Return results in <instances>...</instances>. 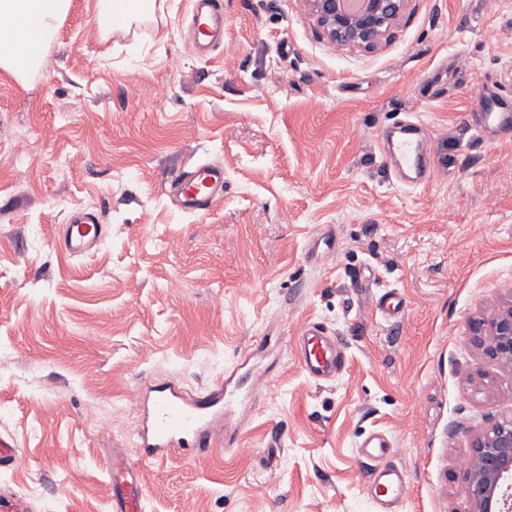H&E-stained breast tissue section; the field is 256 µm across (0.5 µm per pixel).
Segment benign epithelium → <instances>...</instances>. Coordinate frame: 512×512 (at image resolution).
<instances>
[{
  "instance_id": "7a95c632",
  "label": "benign epithelium",
  "mask_w": 512,
  "mask_h": 512,
  "mask_svg": "<svg viewBox=\"0 0 512 512\" xmlns=\"http://www.w3.org/2000/svg\"><path fill=\"white\" fill-rule=\"evenodd\" d=\"M324 35L340 48L371 50L391 36L411 0H305ZM475 343L489 357L512 367V305L488 322ZM464 481L473 512H512V428L495 425L477 437Z\"/></svg>"
}]
</instances>
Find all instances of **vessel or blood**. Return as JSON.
Wrapping results in <instances>:
<instances>
[{"mask_svg": "<svg viewBox=\"0 0 512 512\" xmlns=\"http://www.w3.org/2000/svg\"><path fill=\"white\" fill-rule=\"evenodd\" d=\"M194 40L198 49L221 45L224 41V11L221 0H190ZM481 122L477 133L488 127H512V110L503 100L487 95L477 100ZM419 125L409 121L398 131L394 145L398 155V181L414 187L431 180L430 148L419 138ZM172 203L180 210L203 214L224 195V168L201 162L177 172L167 187ZM107 227L97 216L76 212L64 225L57 245L66 254L81 256L100 243ZM405 299L395 291L384 292L376 301L374 313L388 321L404 313ZM299 361L303 371L317 382L336 379L345 369L344 351L335 336L320 322H306L300 330ZM248 359H241L225 372L221 381L204 393L187 395L179 384L168 382L139 390L136 399L142 408V425L136 437V456L113 453L105 469L112 479V512H145L147 490L141 464L165 460L173 452L194 453L210 448L239 409L245 408L258 392V380H244L242 370ZM359 453L369 466L368 490L378 512H397L410 495V484L397 465L389 463L391 444L382 435H368Z\"/></svg>", "mask_w": 512, "mask_h": 512, "instance_id": "vessel-or-blood-1", "label": "vessel or blood"}]
</instances>
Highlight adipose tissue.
Returning a JSON list of instances; mask_svg holds the SVG:
<instances>
[{
	"mask_svg": "<svg viewBox=\"0 0 512 512\" xmlns=\"http://www.w3.org/2000/svg\"><path fill=\"white\" fill-rule=\"evenodd\" d=\"M70 6L71 0H0V67L20 74L40 66L41 46Z\"/></svg>",
	"mask_w": 512,
	"mask_h": 512,
	"instance_id": "adipose-tissue-1",
	"label": "adipose tissue"
}]
</instances>
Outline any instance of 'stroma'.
Returning <instances> with one entry per match:
<instances>
[{
  "instance_id": "1",
  "label": "stroma",
  "mask_w": 512,
  "mask_h": 512,
  "mask_svg": "<svg viewBox=\"0 0 512 512\" xmlns=\"http://www.w3.org/2000/svg\"><path fill=\"white\" fill-rule=\"evenodd\" d=\"M222 2L224 45L202 54L188 0L108 35L72 0L43 78L0 70V436L20 448L0 494L112 512L102 461L132 450L137 391L205 389L247 352L265 381L235 442L142 462L146 512H375L372 432L411 482L398 512H471L473 441L512 419V369L473 344L512 298V133L472 129L479 94L512 97V0H412L371 52L330 43L304 0ZM410 118L420 188L378 149ZM202 160L224 196L198 216L166 186ZM77 210L107 226L82 257L56 245ZM389 288L407 306L385 323ZM309 320L345 351L335 381L298 362Z\"/></svg>"
}]
</instances>
